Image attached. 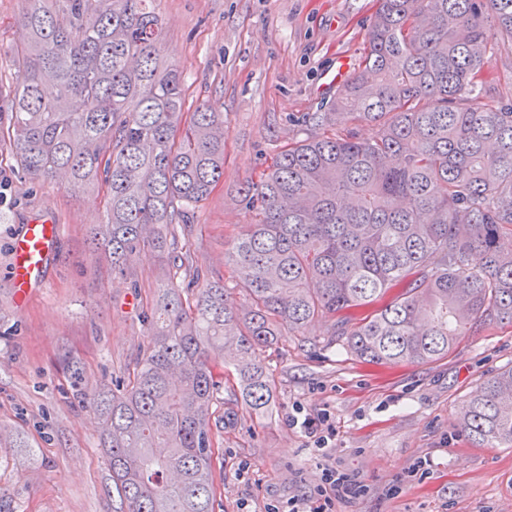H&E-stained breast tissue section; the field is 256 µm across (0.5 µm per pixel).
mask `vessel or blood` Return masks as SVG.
<instances>
[{
    "label": "vessel or blood",
    "mask_w": 512,
    "mask_h": 512,
    "mask_svg": "<svg viewBox=\"0 0 512 512\" xmlns=\"http://www.w3.org/2000/svg\"><path fill=\"white\" fill-rule=\"evenodd\" d=\"M61 237L60 225L35 221L23 227L12 242V285L19 293L39 287Z\"/></svg>",
    "instance_id": "vessel-or-blood-1"
}]
</instances>
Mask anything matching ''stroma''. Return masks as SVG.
I'll return each instance as SVG.
<instances>
[{"mask_svg": "<svg viewBox=\"0 0 512 512\" xmlns=\"http://www.w3.org/2000/svg\"><path fill=\"white\" fill-rule=\"evenodd\" d=\"M23 0H0V115L16 84L11 49ZM378 0H155L163 55L178 67L188 100L223 113L224 178L193 221L203 267L224 271L234 236L251 220L230 193L244 187L288 142L311 132L309 113L328 111L326 84L338 59L358 66ZM96 192L35 185L0 148V502L8 512H119L100 453L99 420L74 398L71 367L86 388L126 379L148 342L139 313L161 274L157 253L134 259L137 283L92 251L103 218ZM62 227L45 285L16 296L11 244L24 224ZM318 320L285 336L262 358L275 384L254 412L223 392V460L216 512H263L309 494L326 465L361 477L367 490L335 512H512V447L478 448L459 425L481 384L512 367V327L463 337L448 357L423 364L371 365L330 340ZM329 416L335 437L316 449L287 419L296 409ZM25 440L30 450L12 448ZM428 460L429 472L412 469Z\"/></svg>", "mask_w": 512, "mask_h": 512, "instance_id": "35a3bbf8", "label": "stroma"}]
</instances>
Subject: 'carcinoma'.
I'll return each mask as SVG.
<instances>
[{
    "label": "carcinoma",
    "mask_w": 512,
    "mask_h": 512,
    "mask_svg": "<svg viewBox=\"0 0 512 512\" xmlns=\"http://www.w3.org/2000/svg\"><path fill=\"white\" fill-rule=\"evenodd\" d=\"M490 23L512 47V0H379L314 133L237 190L252 213L228 256L240 310L190 244V212L224 176V113L187 104L151 0H25L0 143L31 182L103 191L92 241L112 271L135 283L141 250L172 258L127 380L88 393L74 371L125 512H214L215 369L264 410L261 352L313 320L371 364L436 361L480 327H512V104L479 101ZM460 425L477 448L512 447V368Z\"/></svg>",
    "instance_id": "1"
}]
</instances>
